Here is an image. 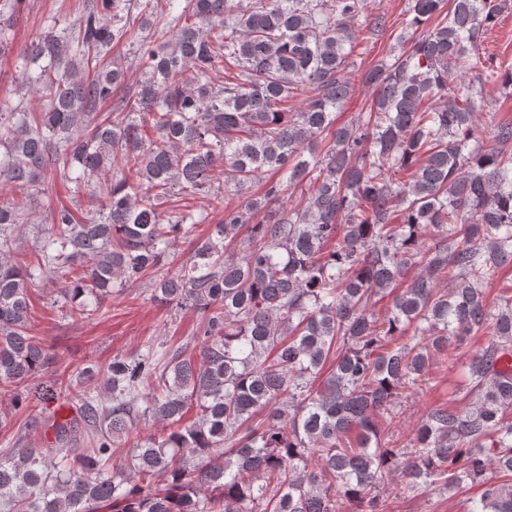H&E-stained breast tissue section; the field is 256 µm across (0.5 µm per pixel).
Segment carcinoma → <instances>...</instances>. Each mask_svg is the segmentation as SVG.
<instances>
[{
    "mask_svg": "<svg viewBox=\"0 0 512 512\" xmlns=\"http://www.w3.org/2000/svg\"><path fill=\"white\" fill-rule=\"evenodd\" d=\"M505 2L411 0L399 52L363 76L370 110L337 128L366 0H184L124 99L110 51L130 0H87L73 32L32 42L17 67L46 62L30 84L49 105L0 110V181L37 196L68 179L61 155L88 182L120 169L96 218L47 215L25 266L11 256L23 213L0 203V390L22 406L21 385L53 359L30 323L28 289L44 275L65 277L60 301L76 318L149 271L155 302L203 318L195 357L159 343L85 368L110 401L83 392L74 416L53 420L55 445L0 459V512H393L422 487L467 480L483 487L471 512H512V369L500 366L512 284L491 304L485 292L512 262V122L481 147L475 91L512 85V69L457 77ZM19 3L0 0V35ZM139 14L158 34L153 0ZM110 100L112 119L91 121ZM219 167L241 201L177 273L160 272L195 222L178 195L223 206ZM260 179L264 191L245 195ZM301 186L307 200L267 213ZM485 335L463 363L468 406L432 408L402 447L384 441L379 418L397 423L402 402L433 386V356ZM141 416L160 431L112 463ZM80 428L88 448L73 447Z\"/></svg>",
    "mask_w": 512,
    "mask_h": 512,
    "instance_id": "obj_1",
    "label": "carcinoma"
}]
</instances>
